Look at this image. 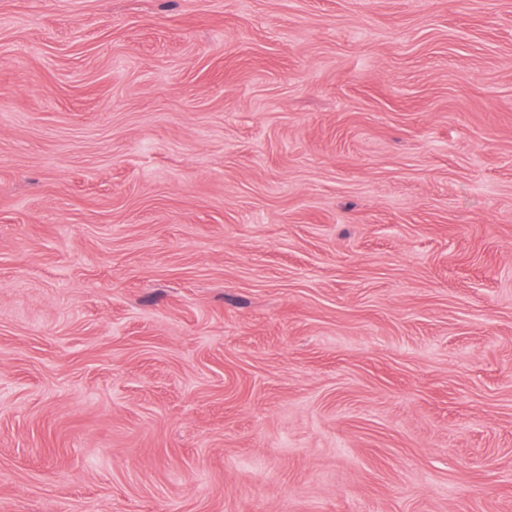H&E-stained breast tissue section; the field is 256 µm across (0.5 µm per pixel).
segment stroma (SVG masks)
Returning <instances> with one entry per match:
<instances>
[{
  "mask_svg": "<svg viewBox=\"0 0 512 512\" xmlns=\"http://www.w3.org/2000/svg\"><path fill=\"white\" fill-rule=\"evenodd\" d=\"M0 512H512V0H0Z\"/></svg>",
  "mask_w": 512,
  "mask_h": 512,
  "instance_id": "35a3bbf8",
  "label": "stroma"
}]
</instances>
